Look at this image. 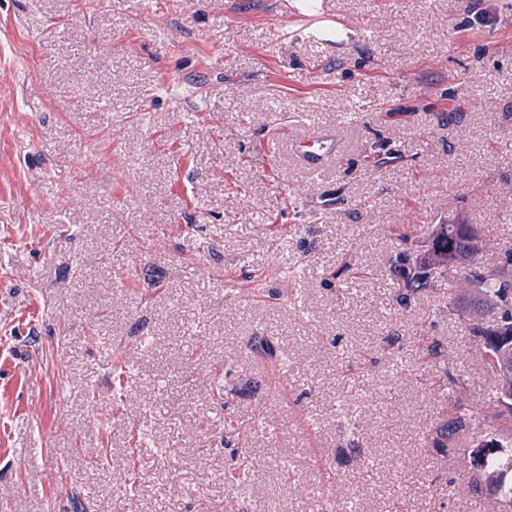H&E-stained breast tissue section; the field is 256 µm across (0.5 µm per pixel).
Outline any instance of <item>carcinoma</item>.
<instances>
[{"instance_id": "cac0c4a2", "label": "carcinoma", "mask_w": 512, "mask_h": 512, "mask_svg": "<svg viewBox=\"0 0 512 512\" xmlns=\"http://www.w3.org/2000/svg\"><path fill=\"white\" fill-rule=\"evenodd\" d=\"M486 247V240L474 224H435L429 234L425 249L413 254L395 258L403 281V292L399 301H404L429 283L433 273L449 269L464 272L461 289L450 294L448 305L456 315L468 323L473 331L481 334L500 321L512 323V258L497 264H485L480 255ZM480 351L498 374L494 400L478 412L468 413L458 404L453 406L454 421L440 425L436 430L435 444L445 447L448 435L457 426L471 424L473 434L478 438L494 436L504 444H512V402L502 401L504 388L512 387V340L503 336H487ZM487 471L512 470V455L489 454L484 461ZM468 491L489 494L488 486L478 473H473L467 484L455 485L452 493Z\"/></svg>"}]
</instances>
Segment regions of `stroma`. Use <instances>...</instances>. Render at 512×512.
<instances>
[{"mask_svg": "<svg viewBox=\"0 0 512 512\" xmlns=\"http://www.w3.org/2000/svg\"><path fill=\"white\" fill-rule=\"evenodd\" d=\"M294 2L0 0V512H494L448 493L472 430L433 443L443 368L496 381L461 275L404 305L391 262L456 220L512 251V0L277 38ZM292 145L298 157L313 171H320L330 160L337 158L342 147L340 140L333 131H322L314 135L312 140L296 136Z\"/></svg>", "mask_w": 512, "mask_h": 512, "instance_id": "1", "label": "stroma"}]
</instances>
